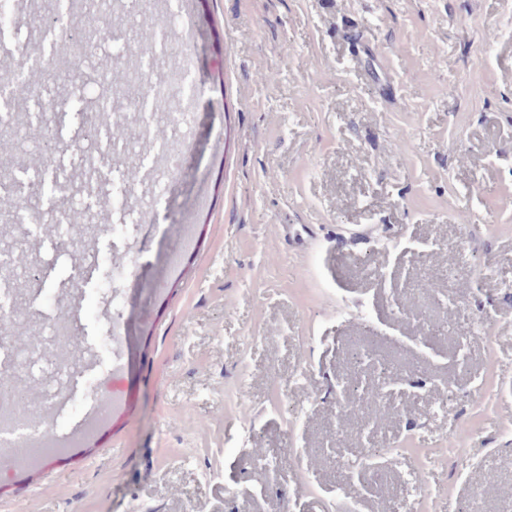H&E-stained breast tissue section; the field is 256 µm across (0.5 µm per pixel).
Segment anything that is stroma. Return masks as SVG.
<instances>
[{"label": "stroma", "mask_w": 512, "mask_h": 512, "mask_svg": "<svg viewBox=\"0 0 512 512\" xmlns=\"http://www.w3.org/2000/svg\"><path fill=\"white\" fill-rule=\"evenodd\" d=\"M193 10V36L168 34L187 82L165 50L147 67L185 109L147 111L163 139L79 198L91 248L34 230L47 198L8 194L24 221L0 223V255L33 249L41 299L17 305L45 347L4 363L41 401L66 395L45 348L81 307L84 390L45 429L104 397L115 324L125 371L85 442L0 469V512H512V0ZM39 119L51 167L26 179L78 174L83 124ZM131 161L154 179L123 204Z\"/></svg>", "instance_id": "stroma-1"}]
</instances>
